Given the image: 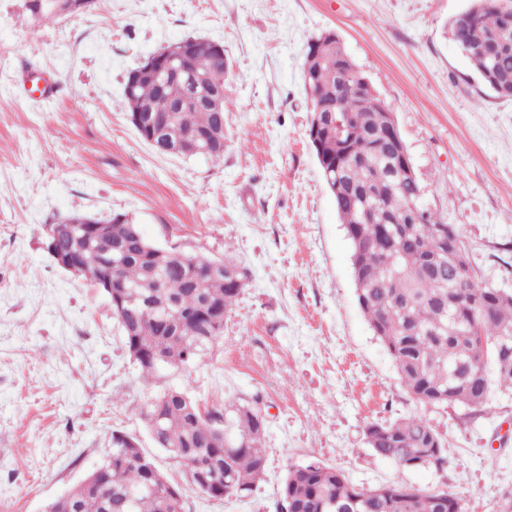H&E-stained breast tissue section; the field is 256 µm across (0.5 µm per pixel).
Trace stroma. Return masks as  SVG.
I'll list each match as a JSON object with an SVG mask.
<instances>
[{
    "label": "stroma",
    "mask_w": 512,
    "mask_h": 512,
    "mask_svg": "<svg viewBox=\"0 0 512 512\" xmlns=\"http://www.w3.org/2000/svg\"><path fill=\"white\" fill-rule=\"evenodd\" d=\"M469 0H96L33 20L0 0V512H44L135 436L180 486L185 512H276L290 468L319 461L358 485L457 494L499 512L512 492V390L487 412L423 409L359 307L352 247L309 141L302 68L332 30L393 113L423 202L456 225L483 284L512 292V99L484 89L446 37ZM187 38L223 45L224 156H161L130 122L128 72ZM127 214L155 245L222 256L248 274L224 338L188 371L145 381L101 290L46 252L47 225ZM200 409L261 393L266 470L214 500L151 439L143 404L167 388ZM424 414L444 468L376 456L372 423Z\"/></svg>",
    "instance_id": "1"
}]
</instances>
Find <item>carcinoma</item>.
<instances>
[{"label":"carcinoma","mask_w":512,"mask_h":512,"mask_svg":"<svg viewBox=\"0 0 512 512\" xmlns=\"http://www.w3.org/2000/svg\"><path fill=\"white\" fill-rule=\"evenodd\" d=\"M482 85L498 98H512V11L495 0H470L445 25ZM307 47L303 81L313 85L323 112L317 140L323 147L322 175L334 197L352 247L359 306L375 336L395 361L412 399L423 407L463 406L484 411L492 381L512 389V293L476 281L458 227L444 223L421 204L417 178L401 173L402 145L393 136L391 111L361 86L340 39L315 38ZM192 57L209 68L210 84L225 85L224 61L213 43L198 40ZM182 86L166 89L145 75L126 99L130 115L159 121L170 138L224 139V113L175 108ZM73 214L49 225L77 264V275L98 286L107 281L127 295L112 306L124 345L142 376L159 369L186 370L202 362L224 333V317L244 287L246 272L230 256L212 258L147 240L126 214L96 223L101 234L81 235ZM477 326L473 336L457 329ZM260 395L224 408L200 411L178 389L150 398L141 415L153 441L182 466L196 489L209 498H246L265 472L267 421L258 413ZM366 444L382 458L406 468L447 464L448 440L422 415L365 430ZM134 437L112 432V447L99 475L100 506L81 486L62 497L57 512H172L165 488L150 489L144 452ZM287 512H463L462 499L405 485L364 488L320 462L293 467L281 486Z\"/></svg>","instance_id":"carcinoma-1"}]
</instances>
